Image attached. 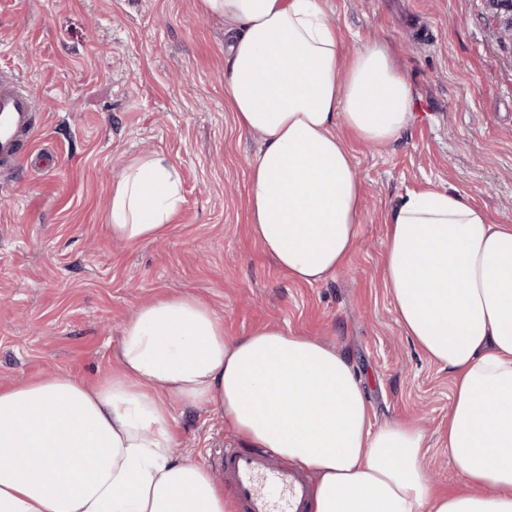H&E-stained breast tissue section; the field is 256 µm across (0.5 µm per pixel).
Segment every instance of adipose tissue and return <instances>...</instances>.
<instances>
[{
    "label": "adipose tissue",
    "mask_w": 512,
    "mask_h": 512,
    "mask_svg": "<svg viewBox=\"0 0 512 512\" xmlns=\"http://www.w3.org/2000/svg\"><path fill=\"white\" fill-rule=\"evenodd\" d=\"M224 21V97L263 137L251 230L294 281L334 276L354 250L362 185L343 138L401 140L409 76L388 47L350 59L323 0H199ZM183 202L177 166L131 159L112 186L113 238L152 241ZM384 276L397 321L452 377L448 453L463 482L430 483L424 433L374 427L335 345L272 325L228 337L191 294L141 305L119 365L93 383L56 374L0 386V512H236L203 463L176 459L174 407L212 410L250 448L313 474L310 512H512V221L456 192L410 191L389 218Z\"/></svg>",
    "instance_id": "adipose-tissue-1"
}]
</instances>
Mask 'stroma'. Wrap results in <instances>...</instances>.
I'll return each instance as SVG.
<instances>
[{
  "label": "stroma",
  "instance_id": "stroma-1",
  "mask_svg": "<svg viewBox=\"0 0 512 512\" xmlns=\"http://www.w3.org/2000/svg\"><path fill=\"white\" fill-rule=\"evenodd\" d=\"M342 54L382 41L415 90L397 143L347 144L365 210L345 267L291 280L253 238L249 164L262 141L224 102V23L198 0H0V70L36 101L30 153L0 173V383L50 374L95 382L116 365L141 303L208 302L229 337L278 325L340 348L376 425L425 432L422 465L462 480L448 455L452 378L397 322L383 264L388 217L409 191L454 189L512 219V42L487 0H325ZM180 169L184 203L164 235L106 231L112 185L132 158ZM180 459L216 464L232 446L215 412L177 413Z\"/></svg>",
  "mask_w": 512,
  "mask_h": 512
}]
</instances>
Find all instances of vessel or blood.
<instances>
[{"mask_svg": "<svg viewBox=\"0 0 512 512\" xmlns=\"http://www.w3.org/2000/svg\"><path fill=\"white\" fill-rule=\"evenodd\" d=\"M35 127L33 99L16 78L1 75L0 166L18 161ZM223 468L224 481L237 491L243 512H308L307 476L275 462L270 453L228 448Z\"/></svg>", "mask_w": 512, "mask_h": 512, "instance_id": "1", "label": "vessel or blood"}]
</instances>
